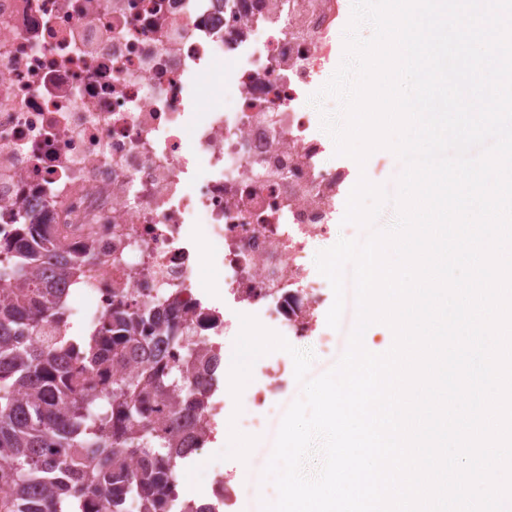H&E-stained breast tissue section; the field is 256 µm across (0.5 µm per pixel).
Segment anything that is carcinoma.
I'll list each match as a JSON object with an SVG mask.
<instances>
[{"mask_svg":"<svg viewBox=\"0 0 512 512\" xmlns=\"http://www.w3.org/2000/svg\"><path fill=\"white\" fill-rule=\"evenodd\" d=\"M0 262V512H216L180 500L179 437L204 405L207 362L183 316L113 306L87 335L57 336L58 294L93 255L24 213ZM183 349L177 363L158 335ZM137 457L140 466L129 467Z\"/></svg>","mask_w":512,"mask_h":512,"instance_id":"obj_1","label":"carcinoma"}]
</instances>
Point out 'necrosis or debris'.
Wrapping results in <instances>:
<instances>
[{"label":"necrosis or debris","instance_id":"necrosis-or-debris-1","mask_svg":"<svg viewBox=\"0 0 512 512\" xmlns=\"http://www.w3.org/2000/svg\"><path fill=\"white\" fill-rule=\"evenodd\" d=\"M347 18L344 0H0V244L27 211L95 256L59 332L162 293L227 368L244 315L294 346L327 337L312 249L335 237L354 169L329 164L310 97ZM295 385L287 356L263 361L200 413L193 449L220 414L260 430Z\"/></svg>","mask_w":512,"mask_h":512}]
</instances>
